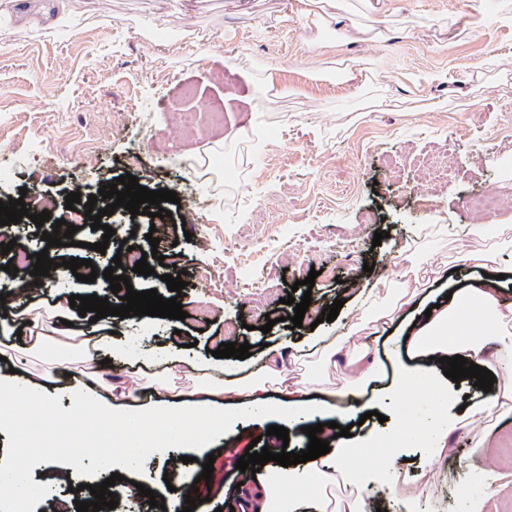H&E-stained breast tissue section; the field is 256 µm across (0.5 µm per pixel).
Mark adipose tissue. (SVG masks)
Segmentation results:
<instances>
[{"mask_svg": "<svg viewBox=\"0 0 512 512\" xmlns=\"http://www.w3.org/2000/svg\"><path fill=\"white\" fill-rule=\"evenodd\" d=\"M422 283L407 279L392 291V303L381 308L370 302L368 295H359L349 324L332 340L320 347L323 362L338 358L345 362L350 375L340 390L345 406L340 419L347 420L363 413L365 402L361 387L378 373V363L370 355L368 332L374 325H388L405 306L414 303ZM407 358L399 362L390 383L382 388L383 399H397L404 411V424L392 432V443H409L438 455L449 435L459 430H473L471 416L453 409L450 380L442 370L441 360L460 355L469 362L485 367L496 377L492 387V407L512 411V372L501 368L504 355L512 354V304L501 306L495 293L480 284L456 290L451 299L422 320L404 342ZM288 355L287 344L267 348L261 355L262 373L246 381L226 385V392L238 398L234 411L216 416L199 414L196 425L208 433L230 428L245 413H255L294 427L319 415L318 407L302 403H276L266 398L269 382L279 374ZM369 439L346 442L343 448L317 459L278 467L258 486L255 512H296L295 498L285 496V483L305 484L326 488L350 472L358 474V494L352 500H337L328 507L325 500L314 502L315 512H366L368 499L389 496L395 492L397 458L388 456L370 466H360L359 460Z\"/></svg>", "mask_w": 512, "mask_h": 512, "instance_id": "1", "label": "adipose tissue"}]
</instances>
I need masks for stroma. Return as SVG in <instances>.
<instances>
[{"label": "stroma", "instance_id": "35a3bbf8", "mask_svg": "<svg viewBox=\"0 0 512 512\" xmlns=\"http://www.w3.org/2000/svg\"><path fill=\"white\" fill-rule=\"evenodd\" d=\"M390 29L379 42H349V21L365 22L360 0L327 18L321 35L301 14L300 0H70L55 25L25 24L10 0L0 13V201L23 198L30 213L1 230L31 253L89 259L108 267L122 241L150 252L152 219L118 210L107 253L93 251L101 231L82 226L70 247H47L33 214L53 203L51 220L69 219L65 197L98 194L130 174L141 186L176 192L163 218L159 259L184 276V308L203 301L209 324L131 316L90 321L77 309L38 350L16 332L21 315L0 314V341L20 384L59 396L71 409L83 379L93 395L118 410L195 406L194 365L208 360L225 321L241 325L236 343H249L245 364L260 370L262 344L287 342L301 350L314 337L345 324L348 303L380 277L399 279L405 245L432 259L453 261L459 248L494 249L506 277L499 299L512 302V0H388ZM366 76L363 90L348 71ZM223 105L221 127L200 133L183 119ZM448 161V175L421 179L432 158ZM497 187L509 202L474 222L469 198ZM380 246H373L375 233ZM209 269L211 279L197 272ZM318 276L300 328L289 329L284 304L296 281ZM111 291L105 278L78 290L51 287L28 296L30 315L46 317L62 298ZM337 318L321 321L334 300ZM268 306V317L257 312ZM270 332H263L267 319ZM105 363L85 368V355ZM285 382H272V400H287L286 383L314 378L310 401L332 403L343 383L340 368L317 357L287 361ZM269 419L244 416L232 432L184 464L185 451L152 453L141 474L115 466L125 479L112 491L114 512H159L132 498L128 481L168 495L170 487L213 461L209 501L195 512H216L234 499L235 464L252 441L272 452L304 448L294 429L288 441L268 435ZM399 477L420 480L419 497L390 512H457L456 492L471 485L489 512H512V412L492 411L479 430L451 435L445 451L397 452Z\"/></svg>", "mask_w": 512, "mask_h": 512}]
</instances>
